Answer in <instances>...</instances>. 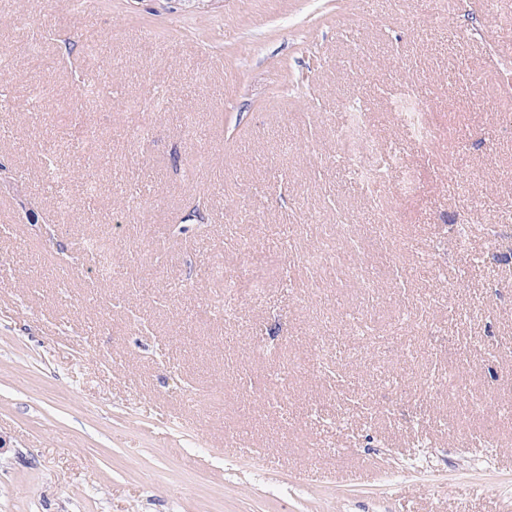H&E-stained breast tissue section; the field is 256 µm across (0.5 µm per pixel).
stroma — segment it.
<instances>
[{"label":"stroma","mask_w":512,"mask_h":512,"mask_svg":"<svg viewBox=\"0 0 512 512\" xmlns=\"http://www.w3.org/2000/svg\"><path fill=\"white\" fill-rule=\"evenodd\" d=\"M508 79L512 0H0V512H512Z\"/></svg>","instance_id":"obj_1"}]
</instances>
